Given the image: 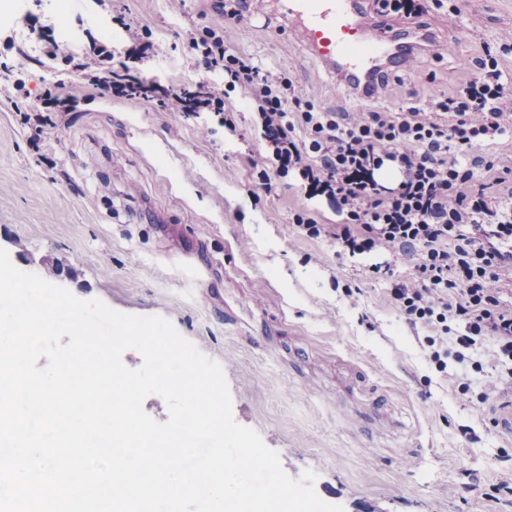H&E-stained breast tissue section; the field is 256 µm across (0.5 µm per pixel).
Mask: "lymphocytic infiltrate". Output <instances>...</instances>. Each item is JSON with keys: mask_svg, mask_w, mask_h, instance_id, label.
<instances>
[{"mask_svg": "<svg viewBox=\"0 0 512 512\" xmlns=\"http://www.w3.org/2000/svg\"><path fill=\"white\" fill-rule=\"evenodd\" d=\"M245 7V0H213L224 22L194 36L190 49L257 114L266 154L255 166L256 187L291 176L308 198L327 199L338 222L320 223L303 208L292 223L307 237L335 240L344 254L391 260L411 251L413 273L394 281L390 296L408 323L428 330L430 360L441 371L452 362L492 369L512 388V153L474 156L476 147L512 139V88L500 67L512 32L498 48L461 61L470 78L459 92L415 98L403 112H334L286 73L233 48L229 32ZM114 12L124 53L108 42L86 49L49 31L42 55L78 64L87 86L113 97L152 98L162 111L207 112L227 123L223 91L169 92L148 76L142 64L155 55L153 42ZM78 103L57 83L16 116L36 147Z\"/></svg>", "mask_w": 512, "mask_h": 512, "instance_id": "lymphocytic-infiltrate-1", "label": "lymphocytic infiltrate"}]
</instances>
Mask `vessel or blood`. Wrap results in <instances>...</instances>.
<instances>
[{
	"instance_id": "vessel-or-blood-1",
	"label": "vessel or blood",
	"mask_w": 512,
	"mask_h": 512,
	"mask_svg": "<svg viewBox=\"0 0 512 512\" xmlns=\"http://www.w3.org/2000/svg\"><path fill=\"white\" fill-rule=\"evenodd\" d=\"M296 35L322 62L369 91L383 60L397 61L400 36L363 22L357 0H277Z\"/></svg>"
}]
</instances>
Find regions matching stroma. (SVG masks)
<instances>
[{
	"mask_svg": "<svg viewBox=\"0 0 512 512\" xmlns=\"http://www.w3.org/2000/svg\"><path fill=\"white\" fill-rule=\"evenodd\" d=\"M275 0H247L238 50L285 71L317 103L363 111L336 72L298 39ZM42 25L66 21L70 37L124 35L97 0H12ZM159 45L143 68L167 89L224 85L198 65L189 42L223 24L208 0H120ZM482 19L467 28L469 14ZM457 42L463 56L512 28V0H466L460 12L430 7L419 23ZM23 92L0 85V248L22 271L81 299L127 314L158 315L219 362L235 421L256 430L292 478L317 475L315 491L344 512H512V497H490L512 466V405L493 409L455 371L428 358L425 329L393 307L391 282L363 270L326 237L291 222L315 210L336 223L326 200L307 199L292 180L252 187L264 144L240 92L225 97L235 126L204 131L210 114L161 111L82 88L61 63H28ZM467 75L451 60L420 57L389 76L379 102L393 111L414 92L452 93ZM62 81L78 90L76 112L47 132L40 149L19 127L14 106L37 101ZM71 271L55 274L56 265Z\"/></svg>",
	"mask_w": 512,
	"mask_h": 512,
	"instance_id": "obj_1",
	"label": "stroma"
}]
</instances>
